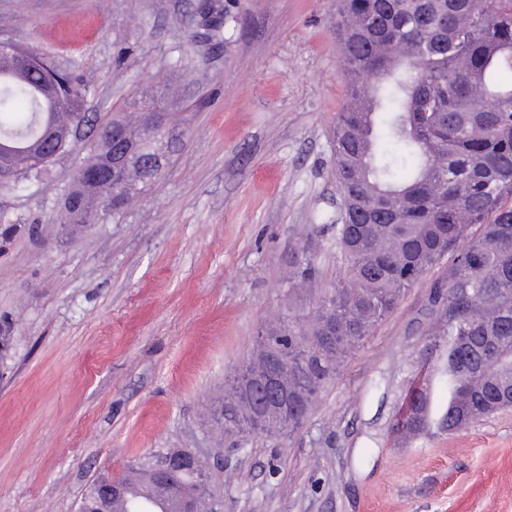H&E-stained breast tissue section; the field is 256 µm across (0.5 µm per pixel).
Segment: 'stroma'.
Listing matches in <instances>:
<instances>
[{
    "instance_id": "obj_1",
    "label": "stroma",
    "mask_w": 512,
    "mask_h": 512,
    "mask_svg": "<svg viewBox=\"0 0 512 512\" xmlns=\"http://www.w3.org/2000/svg\"><path fill=\"white\" fill-rule=\"evenodd\" d=\"M229 8L220 45L199 22ZM336 0H0V40L79 76L89 115L178 81L165 175L117 216L62 224L89 141L0 188V512H76L86 485L158 448L224 456V512H512V408L451 435L430 347L434 267L349 357L305 422L219 448L209 406L258 328L288 314V272L336 287V117L347 97ZM425 375L434 423L390 433Z\"/></svg>"
}]
</instances>
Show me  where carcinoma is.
Wrapping results in <instances>:
<instances>
[{"mask_svg":"<svg viewBox=\"0 0 512 512\" xmlns=\"http://www.w3.org/2000/svg\"><path fill=\"white\" fill-rule=\"evenodd\" d=\"M336 33L348 80L336 120L335 176L341 223L336 243L346 260L338 287L306 304L288 306V321L262 327L249 361L224 378V401L213 413L226 437L269 436L300 426L345 361L396 307L408 288L442 260L448 276L437 284L446 306L448 431L462 430L512 406V0H339ZM89 90L50 60L15 43L0 42V169L18 167L47 149L42 122L64 130L85 112ZM118 126L147 152L160 142L143 113L115 116ZM106 133L79 163L63 201L70 224H92L115 214L166 172L136 165L118 179L102 172ZM44 164L2 187L17 188L46 172ZM481 232L473 237L472 225ZM311 262L288 275L289 293L301 295ZM332 306L331 317L319 303ZM269 361L284 365L288 418L257 419L243 391L246 379ZM397 439L425 428L429 393ZM151 451L125 475L98 476L86 487L78 512L118 501L123 512L143 504L177 512L181 504L222 496L206 467L184 461L157 483ZM122 493L110 491L112 483ZM159 485L158 503L141 486Z\"/></svg>","mask_w":512,"mask_h":512,"instance_id":"carcinoma-1","label":"carcinoma"}]
</instances>
